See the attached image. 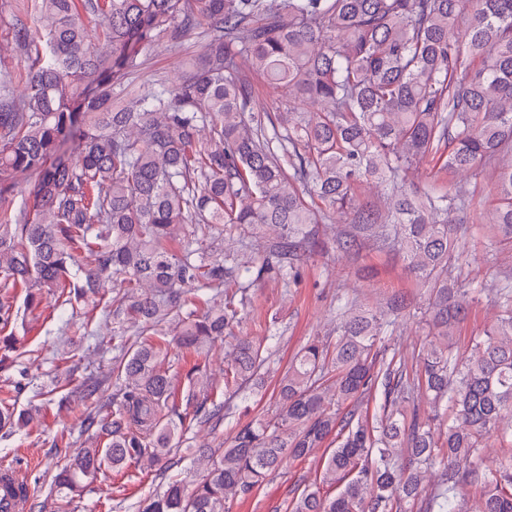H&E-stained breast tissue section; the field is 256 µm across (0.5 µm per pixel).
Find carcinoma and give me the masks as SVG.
<instances>
[{
  "label": "carcinoma",
  "instance_id": "1",
  "mask_svg": "<svg viewBox=\"0 0 512 512\" xmlns=\"http://www.w3.org/2000/svg\"><path fill=\"white\" fill-rule=\"evenodd\" d=\"M35 24L13 11L12 39L25 51L22 90L0 74V286L35 311L47 292L95 300L119 333L114 370L122 398L111 411L86 407L90 446L52 479L62 512L106 468L135 463L165 473L181 464L175 434L224 419V393L263 386L261 343L239 339L224 361V389L194 365L192 412L162 411L174 398L171 348L199 355L244 310L224 283L294 275L319 244L318 225L344 221L337 247H397L432 296L437 338L423 368L376 349L383 319L338 310L336 341L313 339L277 387L279 412L240 428L227 448H198L188 489L171 481L138 512H230L232 499L331 435L321 484L290 512H465L459 484L481 489L475 512H512V453L483 463L484 441L512 444V291L497 293V322L462 359L452 329L475 292L448 281L463 258L455 216L464 185L490 167L495 200L483 224L512 243V0H33ZM94 30H89L88 24ZM201 34L199 60L158 91L116 103L112 89L143 64L157 38ZM288 96L271 114L255 106L242 66ZM78 146L71 157L66 146ZM425 162L460 176L422 196L407 186ZM34 180L15 210L24 179ZM366 185L384 209L360 204ZM224 234L203 253L194 236ZM272 239L262 254L249 238ZM183 235L180 250L170 242ZM12 305L0 301V349ZM59 404L90 399L83 381ZM419 392L445 407L435 433L410 406ZM352 403L344 415L333 406ZM37 408L0 399V427L27 428Z\"/></svg>",
  "mask_w": 512,
  "mask_h": 512
}]
</instances>
